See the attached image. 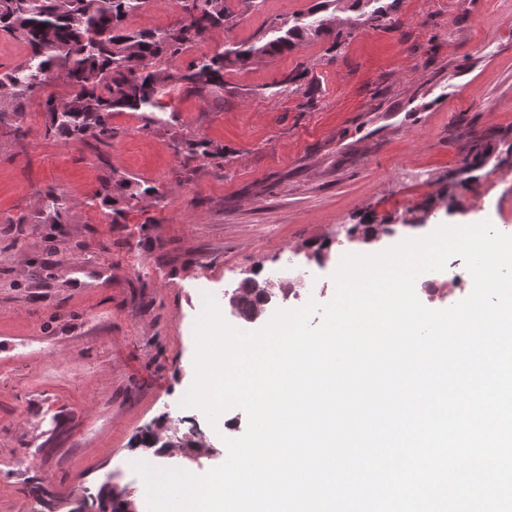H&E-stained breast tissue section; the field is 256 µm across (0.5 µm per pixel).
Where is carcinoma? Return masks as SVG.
<instances>
[{
    "label": "carcinoma",
    "instance_id": "cac0c4a2",
    "mask_svg": "<svg viewBox=\"0 0 512 512\" xmlns=\"http://www.w3.org/2000/svg\"><path fill=\"white\" fill-rule=\"evenodd\" d=\"M148 0H0V31L22 41L28 53L15 67L0 72V128L9 130L17 142L26 138L18 118L36 90L47 80H59L70 89L66 98L49 97L44 102L47 120L45 136L67 142L94 140V149L102 153L112 145V113L138 112L144 127L163 126L168 119L161 113L169 110L163 102L166 88L180 83L199 95L238 94L243 88L226 86L224 70L244 68L267 56L292 51L308 39L329 38L341 44L343 31L333 27L325 16L338 8L341 0H318L303 16L289 23L273 19L267 29L258 30L249 40L232 43L213 55L191 61L182 73L162 67L186 53L193 45L210 38L218 29L226 31L237 24V13L227 0H180L184 18L165 29L131 30L127 18L141 10ZM376 7L367 9V6ZM394 3L381 0H352L351 8L359 11L358 21L372 28L383 25ZM306 70H297L272 84L276 92H297V80ZM175 149L190 157L212 158L217 150L204 141L183 136ZM491 142L475 137L469 146L465 175L484 166L490 158ZM157 195L153 186H141L130 179L112 174L103 179L95 198L111 208L112 223H117L127 206L146 196ZM67 206L62 195L48 188L40 193L39 223L62 224ZM349 232L368 243L394 233L389 224L362 221ZM235 293L242 297L237 315L253 322L256 312H265L273 293L263 282L252 277L241 282ZM134 447L156 456L165 452L156 444L149 430L140 432ZM97 512H127L133 500L130 490L114 489L107 484L86 496Z\"/></svg>",
    "mask_w": 512,
    "mask_h": 512
}]
</instances>
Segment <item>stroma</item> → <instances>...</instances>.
I'll return each mask as SVG.
<instances>
[{
	"instance_id": "stroma-1",
	"label": "stroma",
	"mask_w": 512,
	"mask_h": 512,
	"mask_svg": "<svg viewBox=\"0 0 512 512\" xmlns=\"http://www.w3.org/2000/svg\"><path fill=\"white\" fill-rule=\"evenodd\" d=\"M313 0H261L236 26L216 32L170 71L249 40L272 17L293 19ZM178 0H147L130 29L178 22ZM309 71L297 93L266 85ZM224 81L250 95L216 100L171 86L176 120L145 129L136 112L112 115L105 155L89 144L45 137L44 100L68 92L53 82L29 98L24 144L0 135V512H70L103 483L142 490L131 467L133 436L159 416L196 428L212 450L160 468L202 475L227 458L226 431L248 424L238 407L210 425L181 400L194 379V326L206 297L224 319L256 331L228 307L226 294L252 271L301 278L294 297L329 302L343 255L378 254L443 224L490 221L512 234V0H398L386 25L357 27L339 46L316 39L239 69ZM490 135L495 153L461 186L457 172L468 131ZM203 138L220 158L192 159L178 137ZM116 173L156 187L122 223L94 205L102 178ZM63 195L64 223L36 218L39 191ZM433 212L411 228L401 221L425 202ZM370 217L394 236L333 245L317 263L303 246ZM472 288L449 287L444 271L415 282L419 300L445 309Z\"/></svg>"
}]
</instances>
